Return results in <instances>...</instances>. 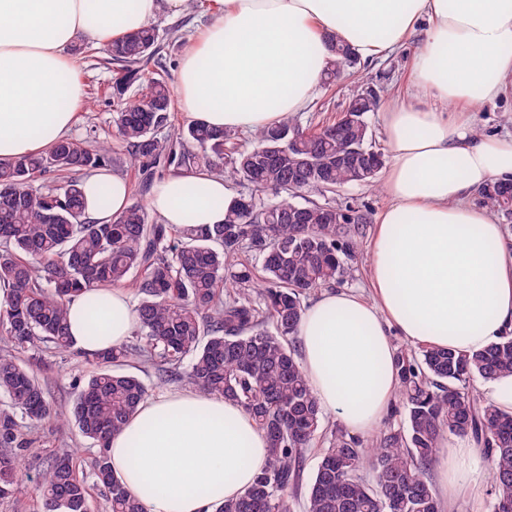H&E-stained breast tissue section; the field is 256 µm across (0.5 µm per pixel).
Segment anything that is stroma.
<instances>
[{
	"mask_svg": "<svg viewBox=\"0 0 512 512\" xmlns=\"http://www.w3.org/2000/svg\"><path fill=\"white\" fill-rule=\"evenodd\" d=\"M204 16L200 10L185 12L173 17L158 15L154 26L158 29L163 45V63L169 77L178 74V62L184 52L189 38L203 25ZM425 37L424 28L417 30L402 45L387 57L367 63L358 64V79L342 78L338 80L333 91L316 89L306 107L298 112L297 118L303 129L316 126L323 117L340 118L349 99L361 91H375L380 99L389 96L409 98L416 94L417 88L412 80L411 71L415 56ZM89 57H75L74 64L85 92H99L100 97L93 106H82L77 111L76 125L72 138L85 139L89 130H96L99 138H111L112 108L105 92L111 85L114 73L98 67L96 59L103 55L105 47L92 43ZM335 200L342 205L366 211L367 222L363 226L360 249L350 262L351 274L344 286L348 289L364 290L368 283V251L373 239L379 213L388 203L384 191L352 184L338 189ZM23 360L36 370L47 386V391L54 409H67L76 396L72 379L77 375H88L92 367L85 357L76 353H57L54 350L31 349L23 353ZM36 443L32 451L25 456L22 473L29 481H37L40 472L46 466L53 453L62 448L83 445L84 440L77 429L61 431L52 423L40 424L35 430Z\"/></svg>",
	"mask_w": 512,
	"mask_h": 512,
	"instance_id": "35a3bbf8",
	"label": "stroma"
}]
</instances>
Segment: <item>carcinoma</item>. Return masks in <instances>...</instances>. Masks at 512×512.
Wrapping results in <instances>:
<instances>
[{
	"label": "carcinoma",
	"instance_id": "1",
	"mask_svg": "<svg viewBox=\"0 0 512 512\" xmlns=\"http://www.w3.org/2000/svg\"><path fill=\"white\" fill-rule=\"evenodd\" d=\"M322 78L330 90L357 63L332 38ZM162 50L158 29L107 45L116 65L110 92L115 138L143 184L161 165L206 171L250 189L231 201L222 224H185L174 231L133 202L109 224L85 215L81 180L72 173L115 164L112 142L66 138L38 155L0 162V500L34 494L39 512H89L91 485L104 488L108 512H145L112 474L107 448L149 395L136 375L114 367L135 359L154 367L159 383L239 401L265 433L268 453L252 486L215 512H291L284 490L298 488L306 450L327 434L306 492L305 512H444L427 471L449 435L469 437L489 461L493 512H512V414L470 382L512 374V335L460 354L401 348L394 354L397 399L405 424L371 442L325 429L323 411L298 360L296 333L315 289L339 282L358 245L363 216L334 201L297 198L349 184L379 188L385 154L372 145L365 115L375 92L348 103L352 120L301 128L293 116L252 133L200 123L173 127L174 100L163 77L145 76ZM287 150H280V146ZM351 160L336 164V155ZM501 224L512 225V179L478 191ZM254 201L246 207L242 199ZM258 258L253 264L245 259ZM91 287L136 291L135 339L94 358L96 369L74 380L77 396L53 410L39 376L21 364L29 348L71 349L68 303ZM75 426L96 449L89 473L83 449L64 448L47 462L32 490L20 461L33 446L32 426ZM372 481L362 477L364 469Z\"/></svg>",
	"mask_w": 512,
	"mask_h": 512
}]
</instances>
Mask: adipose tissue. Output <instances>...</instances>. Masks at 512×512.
Listing matches in <instances>:
<instances>
[{"mask_svg": "<svg viewBox=\"0 0 512 512\" xmlns=\"http://www.w3.org/2000/svg\"><path fill=\"white\" fill-rule=\"evenodd\" d=\"M203 28L181 56L175 87L190 121L255 130L301 111L328 65L326 38L358 58L386 57L417 26L426 36L412 78L422 98L381 109L394 149L370 253L372 299L327 292L303 314L299 361L321 407L358 437L387 414L398 380L391 331L431 348L469 353L512 333V251L501 224L474 200L512 177V136H479L470 114L512 91V0H198ZM188 0H0V161L46 150L71 130L84 89L71 48L110 43L178 15ZM451 112H444V105ZM89 218L110 222L130 186L106 170L82 181ZM233 195L223 178L172 173L149 209L173 227L220 224ZM76 349L95 355L132 335L124 288H94L68 310ZM267 454L239 402L192 389L142 401L113 434V475L145 512H206L244 495ZM480 459L468 437L443 443L447 501L480 496Z\"/></svg>", "mask_w": 512, "mask_h": 512, "instance_id": "adipose-tissue-1", "label": "adipose tissue"}]
</instances>
